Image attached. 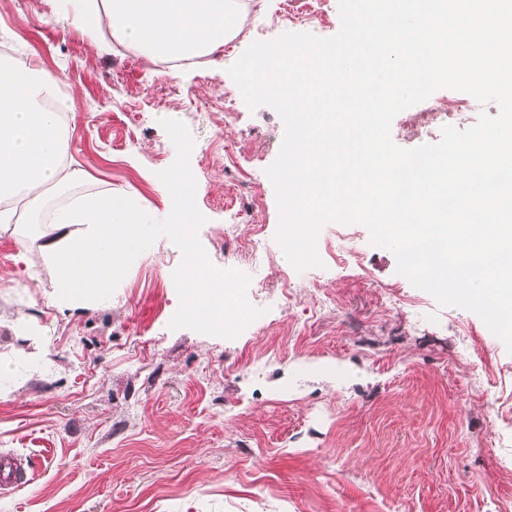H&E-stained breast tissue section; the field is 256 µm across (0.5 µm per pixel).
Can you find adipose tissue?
<instances>
[{"mask_svg":"<svg viewBox=\"0 0 512 512\" xmlns=\"http://www.w3.org/2000/svg\"><path fill=\"white\" fill-rule=\"evenodd\" d=\"M72 20L99 45L111 34L150 60L219 52L240 31L248 0H67ZM58 75L0 57V235L34 246L55 279L56 304L76 308L110 296L140 239L123 193L70 198L48 208L49 191L73 182L69 96Z\"/></svg>","mask_w":512,"mask_h":512,"instance_id":"obj_1","label":"adipose tissue"}]
</instances>
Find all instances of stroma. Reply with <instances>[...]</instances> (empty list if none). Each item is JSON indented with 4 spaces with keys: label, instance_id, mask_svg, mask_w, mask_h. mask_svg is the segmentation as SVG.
<instances>
[{
    "label": "stroma",
    "instance_id": "obj_1",
    "mask_svg": "<svg viewBox=\"0 0 512 512\" xmlns=\"http://www.w3.org/2000/svg\"><path fill=\"white\" fill-rule=\"evenodd\" d=\"M61 6L0 0V49L60 75L73 98L84 175L70 194L122 191L166 218L156 173L176 157L160 124L173 114L194 140L210 262L254 275L242 247L267 242V313L231 342L169 329L182 252L165 236L110 299L63 311L40 256L0 236V451L35 470L0 512H512L504 342L398 274L361 224H323L322 264L302 271L275 241L266 169L285 126L250 109L227 69L289 31L282 12L259 0L219 60L167 69L139 54L124 64L111 40L92 47Z\"/></svg>",
    "mask_w": 512,
    "mask_h": 512
}]
</instances>
